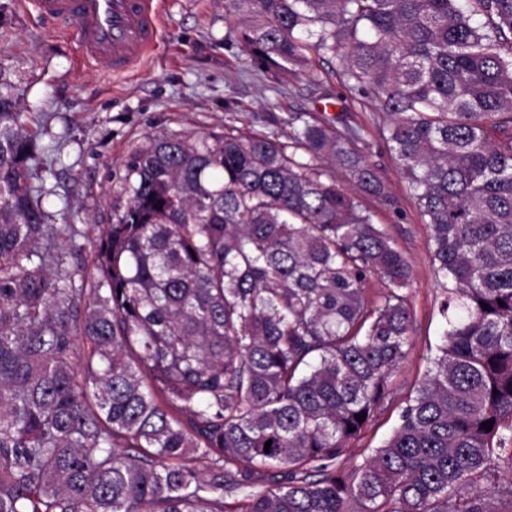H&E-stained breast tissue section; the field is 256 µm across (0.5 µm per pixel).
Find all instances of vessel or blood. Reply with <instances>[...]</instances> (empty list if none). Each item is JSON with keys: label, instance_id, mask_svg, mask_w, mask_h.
I'll list each match as a JSON object with an SVG mask.
<instances>
[{"label": "vessel or blood", "instance_id": "obj_1", "mask_svg": "<svg viewBox=\"0 0 512 512\" xmlns=\"http://www.w3.org/2000/svg\"><path fill=\"white\" fill-rule=\"evenodd\" d=\"M35 12L73 34L83 62L120 78L154 51L161 0H29Z\"/></svg>", "mask_w": 512, "mask_h": 512}]
</instances>
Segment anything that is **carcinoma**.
<instances>
[{"mask_svg": "<svg viewBox=\"0 0 512 512\" xmlns=\"http://www.w3.org/2000/svg\"><path fill=\"white\" fill-rule=\"evenodd\" d=\"M227 9L254 64L330 53L386 113L447 284L439 354L353 460L413 330L408 263L356 195L399 209L364 127L152 136L86 246L48 223L0 92V512H512V0Z\"/></svg>", "mask_w": 512, "mask_h": 512, "instance_id": "1", "label": "carcinoma"}]
</instances>
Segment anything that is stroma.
<instances>
[{
	"mask_svg": "<svg viewBox=\"0 0 512 512\" xmlns=\"http://www.w3.org/2000/svg\"><path fill=\"white\" fill-rule=\"evenodd\" d=\"M233 25L226 0H164L157 49L144 68L116 79L81 63L72 39L22 9L20 0H0V81L18 111L33 117L29 128L47 167L44 205L51 223L63 209L78 211L76 225L90 241L124 210L123 163L148 135L219 132L228 123L269 133L292 112L340 128L366 126L360 149L399 209L389 211L364 193L359 199L408 261L413 333L388 399L354 444L359 460L394 430L401 403L425 376L441 340L443 290L433 271L430 232L383 139L385 114L371 97L344 85L339 60L316 56L288 74L264 73L249 66L230 39Z\"/></svg>",
	"mask_w": 512,
	"mask_h": 512,
	"instance_id": "obj_1",
	"label": "stroma"
}]
</instances>
